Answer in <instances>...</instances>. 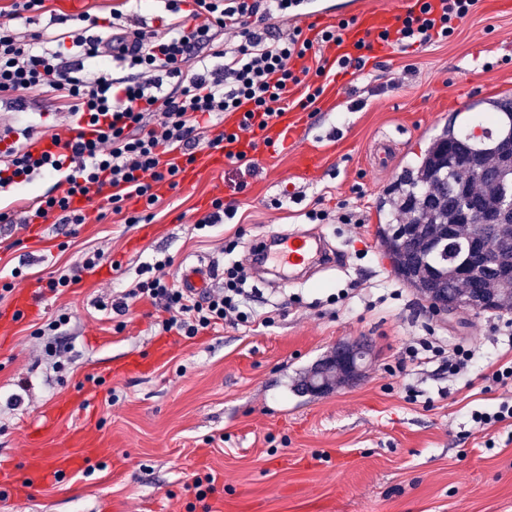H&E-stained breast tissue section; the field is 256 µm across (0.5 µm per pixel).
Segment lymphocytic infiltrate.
Returning a JSON list of instances; mask_svg holds the SVG:
<instances>
[{"label": "lymphocytic infiltrate", "mask_w": 512, "mask_h": 512, "mask_svg": "<svg viewBox=\"0 0 512 512\" xmlns=\"http://www.w3.org/2000/svg\"><path fill=\"white\" fill-rule=\"evenodd\" d=\"M167 0L163 27H140L102 36L106 19L85 12L75 24L66 16L51 15L65 30L51 37L22 34L0 25V99L22 101L31 90L50 96L57 112L65 114L60 132L41 146L32 132L22 140L0 146V190L30 183L41 174L65 172L66 180L54 193L26 209L23 223L46 222L62 212L63 223L82 224L83 201L103 196L125 223L139 224L140 212L128 210L136 199L152 208L161 188H176L182 174L197 161L199 147L224 151L228 161H241L231 146L243 135L261 138L263 131L291 106L313 104L322 94L308 84L309 76H324L325 67L311 55L313 46L340 43L354 18L305 34L301 27L270 34L258 21L292 14L293 0ZM477 0H431L419 14L400 20L395 31L370 34L352 53L337 58L340 69L362 71L372 42L428 43L445 39L456 21L474 10ZM93 70H86V63ZM125 69L113 77L114 68ZM305 92L290 101L295 87ZM232 116L236 125L215 134L201 127L204 116ZM235 244L226 253L233 259L224 269L223 288L202 297L190 295L167 279L162 260L142 263L135 287L115 296L111 312L127 315L147 300L160 312L162 332L192 339L218 325L247 327L259 317L240 286L248 256H235ZM504 350L490 363L481 380L485 390L512 385V319L495 323ZM440 362L449 375L467 377L476 364L475 353L464 344H440L425 336L408 345L395 365L398 372Z\"/></svg>", "instance_id": "obj_1"}]
</instances>
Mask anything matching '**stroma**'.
Returning <instances> with one entry per match:
<instances>
[{"mask_svg": "<svg viewBox=\"0 0 512 512\" xmlns=\"http://www.w3.org/2000/svg\"><path fill=\"white\" fill-rule=\"evenodd\" d=\"M308 126L290 131L288 145L258 147L250 161L200 170L164 193L153 218L123 223H0V308L17 291L37 287L41 313L15 321L0 341V460L17 462L32 449L29 422L57 404L60 424L82 431L101 455L69 482L8 493L0 512H512V425L471 428L469 413L512 395L483 392L449 380L430 364L413 375L390 374L405 346L435 327L466 340L479 364L500 350L489 311L433 316L414 288L403 287L378 235L388 220L380 205L396 175L419 163L431 139L461 107L512 95V11L478 0L448 39L398 49L386 63L346 78L324 79ZM62 115L52 100L30 93L0 103V128H35L50 137ZM317 152L316 176L297 173V156ZM233 204L234 217L196 229L214 199ZM324 210L322 223L310 210ZM352 211L356 221L338 223ZM288 230L322 237L343 256L340 265L294 282L271 275L245 285L251 304L276 311L272 326H220L184 340L159 333L157 313L137 305L118 320L92 302L131 288L141 262L170 258L167 275L185 266L212 269L224 281V243L243 244ZM105 262L79 284L49 291L85 252ZM403 287L401 298L392 289ZM350 294L341 305L331 298ZM67 314L64 369L54 367L38 335ZM367 340L372 364L355 385L328 394L303 393L312 366L340 341ZM167 353L148 373L112 380L109 366ZM91 387L94 410L78 395ZM213 474L214 491L197 500L194 475Z\"/></svg>", "mask_w": 512, "mask_h": 512, "instance_id": "stroma-1", "label": "stroma"}]
</instances>
